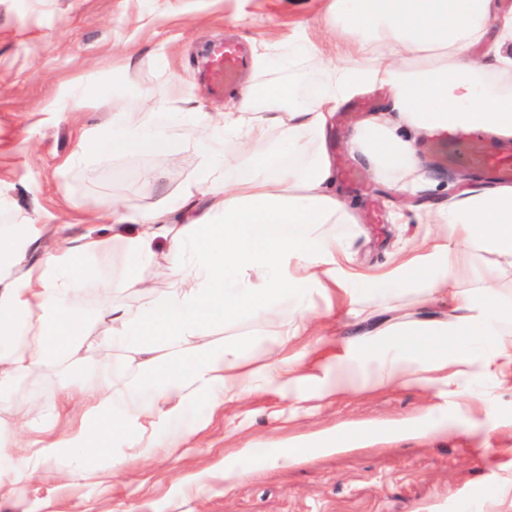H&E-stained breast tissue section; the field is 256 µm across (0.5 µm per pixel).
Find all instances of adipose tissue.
Listing matches in <instances>:
<instances>
[{"label":"adipose tissue","mask_w":512,"mask_h":512,"mask_svg":"<svg viewBox=\"0 0 512 512\" xmlns=\"http://www.w3.org/2000/svg\"><path fill=\"white\" fill-rule=\"evenodd\" d=\"M329 35L352 51L337 59L320 85L300 98L294 84L266 80L272 68L290 69L318 55L309 41L291 43L287 56L256 60L260 82L243 89L230 112L204 120L196 138L200 162L193 175L152 207L129 212L120 203L97 208L111 239L85 237L25 267L21 251L30 226L0 227V435L27 433L23 453L0 457V493L52 469L57 490L77 483L121 480L128 462L160 448H184L189 403L217 406L257 391L292 387L297 369L277 355L312 333L311 290L347 288L364 281L372 296L361 303L374 314L388 309L400 287L421 286L422 303L454 287L473 249L512 262V186L470 189L449 199L428 224L446 236L404 256L392 270L363 280L339 261L344 244L324 230L352 224L353 209L337 196L327 130L335 112L363 91L383 86L387 109L356 126L349 148L376 179L402 191L425 181L417 141L458 132L512 138V9L499 0H334ZM483 47L470 60L474 47ZM138 108V107H137ZM130 103L112 104V122L85 143L115 155H164L174 144L161 129L141 124ZM243 173L226 181L227 166ZM167 243L170 277L149 282L143 267ZM122 255L116 275L101 276ZM96 266H87V259ZM85 288L101 300L108 334L89 340L72 294ZM132 290L137 306L113 302ZM243 316L261 319L272 338L269 364L250 367L243 348L218 343L216 327ZM324 396L389 387L436 390L451 398L467 390V370L512 383V310L499 300L494 278L480 298L462 294L449 319L405 331L390 342L373 371L344 353L328 357ZM77 364V373L52 393L39 419L5 409L22 379Z\"/></svg>","instance_id":"ef3b65f1"}]
</instances>
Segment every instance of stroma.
I'll list each match as a JSON object with an SVG mask.
<instances>
[{
  "label": "stroma",
  "instance_id": "1",
  "mask_svg": "<svg viewBox=\"0 0 512 512\" xmlns=\"http://www.w3.org/2000/svg\"><path fill=\"white\" fill-rule=\"evenodd\" d=\"M331 0H0V225L24 219L34 227L25 265L77 245L87 235L112 236L88 208L120 201L132 212L173 191L196 169L199 156L180 122L186 108L220 112L200 73L201 54L231 35L251 55L284 50L288 41L327 45ZM125 67V81L113 71ZM177 82L184 99L163 111L147 110L144 124L176 142L169 154L92 155L80 167L67 158L104 126L112 94L128 98L162 93ZM82 97V108L71 101ZM423 190L402 192L363 172L359 184L337 182L356 211L353 224L329 225L347 244L348 264L366 274L392 268L396 252H415L426 235L443 233L421 223L422 213L479 184L468 167L426 162ZM497 273L503 301L512 302V266L480 251L459 292L477 293L486 271ZM313 326L355 356L380 351L399 309L352 314L340 291L313 294ZM218 341L245 346L251 366L265 365L270 337L259 318L216 328ZM298 404L263 391L212 412L193 403L186 425L191 447L161 448L130 465L110 491L95 484L53 497L47 474L24 491L0 496V512H512V388L488 379L463 402L468 419L444 431L422 419L433 393L404 388L321 399L316 383L294 387ZM494 399L502 421L488 432L481 397ZM295 408L283 422L276 411ZM347 426L360 429V448L326 452L320 438ZM308 448L310 461L273 468L270 455ZM235 474L226 485L225 473Z\"/></svg>",
  "mask_w": 512,
  "mask_h": 512
}]
</instances>
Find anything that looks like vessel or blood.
I'll list each match as a JSON object with an SVG mask.
<instances>
[{
    "label": "vessel or blood",
    "mask_w": 512,
    "mask_h": 512,
    "mask_svg": "<svg viewBox=\"0 0 512 512\" xmlns=\"http://www.w3.org/2000/svg\"><path fill=\"white\" fill-rule=\"evenodd\" d=\"M251 66L248 50L235 39L211 48L203 76L212 96L237 90L242 76ZM429 153L448 166L464 164L479 172L484 178L501 183H512V146H491L480 138L470 137L460 141L445 140L431 143Z\"/></svg>",
    "instance_id": "b4317fda"
}]
</instances>
